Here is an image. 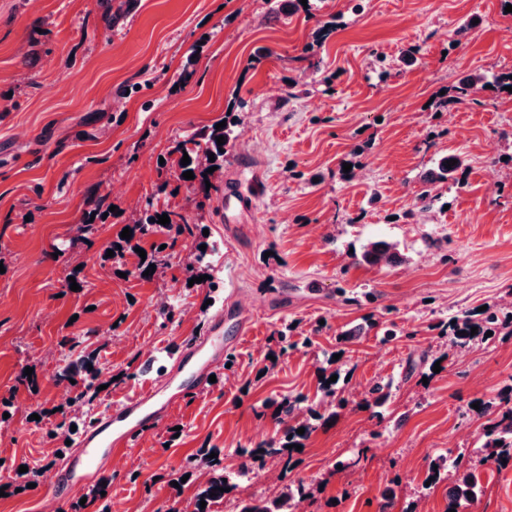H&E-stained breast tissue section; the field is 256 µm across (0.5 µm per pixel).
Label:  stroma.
Returning a JSON list of instances; mask_svg holds the SVG:
<instances>
[{"mask_svg": "<svg viewBox=\"0 0 512 512\" xmlns=\"http://www.w3.org/2000/svg\"><path fill=\"white\" fill-rule=\"evenodd\" d=\"M102 12L0 0V512H168L196 495L190 461L212 448L238 483L223 512L300 485L296 512H448L450 479L427 481L439 458L478 478L463 512H512V460L483 447L485 406L512 394V335L447 337L461 310L512 314V93L439 105L466 75L512 68V0H136L115 26ZM229 114L205 199L170 150ZM450 153L468 160L462 184L425 183ZM235 177L253 202L245 224L220 213ZM103 195L114 212L80 232ZM149 204L193 228L153 279L139 252L165 235L104 252ZM374 240L399 261L361 263ZM202 241L208 278L194 284ZM219 315L233 364L112 455L106 502L53 497L46 464L75 450L56 412L74 389L57 377L61 341L85 339L114 378L90 406L99 419ZM28 367L34 392L18 381ZM332 373L336 402L267 476L248 449L279 435L283 399L318 406Z\"/></svg>", "mask_w": 512, "mask_h": 512, "instance_id": "35a3bbf8", "label": "stroma"}]
</instances>
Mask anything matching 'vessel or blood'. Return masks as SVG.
Here are the masks:
<instances>
[{"label": "vessel or blood", "instance_id": "obj_1", "mask_svg": "<svg viewBox=\"0 0 512 512\" xmlns=\"http://www.w3.org/2000/svg\"><path fill=\"white\" fill-rule=\"evenodd\" d=\"M222 204L224 220L231 224L243 222L252 209L248 196L236 183L225 188ZM223 349L224 320L218 317L187 350L195 359L193 380L197 386H205L212 369L222 358ZM179 396L176 376L170 373L146 392L114 404L111 412L84 436L78 451L64 461L55 479V493L67 494L86 484L102 465L105 451L116 452L128 447L142 432L158 424Z\"/></svg>", "mask_w": 512, "mask_h": 512}]
</instances>
